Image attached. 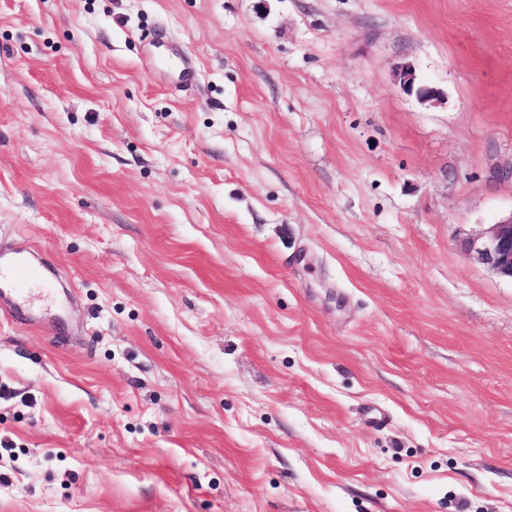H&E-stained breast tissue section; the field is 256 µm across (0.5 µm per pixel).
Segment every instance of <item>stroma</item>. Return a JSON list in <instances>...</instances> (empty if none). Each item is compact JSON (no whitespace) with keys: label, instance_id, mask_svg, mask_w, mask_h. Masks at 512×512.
<instances>
[{"label":"stroma","instance_id":"obj_1","mask_svg":"<svg viewBox=\"0 0 512 512\" xmlns=\"http://www.w3.org/2000/svg\"><path fill=\"white\" fill-rule=\"evenodd\" d=\"M511 168L512 0H0V512H512ZM465 253L512 281V214L466 240ZM42 281L28 256L22 252L0 246V288H9L12 300L17 306H26L31 297L33 285Z\"/></svg>","mask_w":512,"mask_h":512}]
</instances>
